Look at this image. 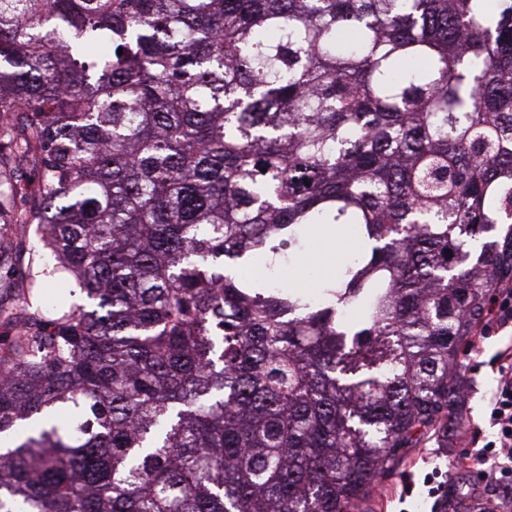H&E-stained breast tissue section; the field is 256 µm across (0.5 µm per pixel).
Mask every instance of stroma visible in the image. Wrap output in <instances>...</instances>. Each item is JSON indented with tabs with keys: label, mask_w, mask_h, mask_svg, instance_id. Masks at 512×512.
Listing matches in <instances>:
<instances>
[{
	"label": "stroma",
	"mask_w": 512,
	"mask_h": 512,
	"mask_svg": "<svg viewBox=\"0 0 512 512\" xmlns=\"http://www.w3.org/2000/svg\"><path fill=\"white\" fill-rule=\"evenodd\" d=\"M510 347L512 331L475 337L465 360L463 383L467 395L462 429L449 436L447 447L432 442L424 448L409 449L395 474L375 494L371 512H441L439 491L446 486H454L468 504L494 489V461L477 460L476 454L496 437L489 412L497 387L498 356ZM463 458L469 461L464 469L458 466ZM432 485L439 488L433 495L428 492Z\"/></svg>",
	"instance_id": "1"
}]
</instances>
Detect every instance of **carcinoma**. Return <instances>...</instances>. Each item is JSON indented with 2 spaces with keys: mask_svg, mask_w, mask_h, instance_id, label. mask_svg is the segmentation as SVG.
Listing matches in <instances>:
<instances>
[{
  "mask_svg": "<svg viewBox=\"0 0 512 512\" xmlns=\"http://www.w3.org/2000/svg\"><path fill=\"white\" fill-rule=\"evenodd\" d=\"M323 225L333 276L283 285ZM22 264L0 512H363L512 284V0H0Z\"/></svg>",
  "mask_w": 512,
  "mask_h": 512,
  "instance_id": "1",
  "label": "carcinoma"
}]
</instances>
